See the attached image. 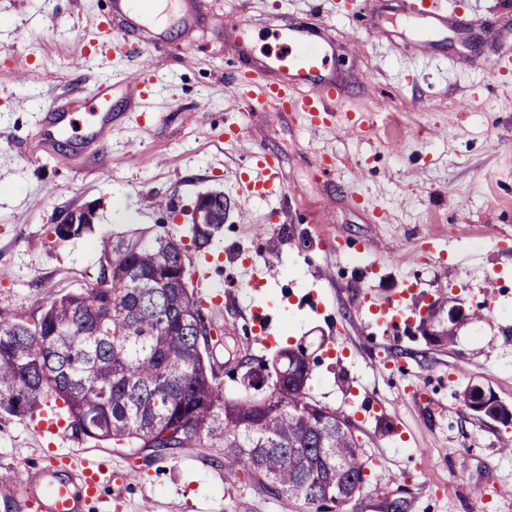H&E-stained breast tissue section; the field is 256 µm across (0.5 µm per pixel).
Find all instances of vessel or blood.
Returning a JSON list of instances; mask_svg holds the SVG:
<instances>
[{
	"label": "vessel or blood",
	"mask_w": 512,
	"mask_h": 512,
	"mask_svg": "<svg viewBox=\"0 0 512 512\" xmlns=\"http://www.w3.org/2000/svg\"><path fill=\"white\" fill-rule=\"evenodd\" d=\"M142 0H112V14L119 17L127 30L136 32L145 49H152L164 39L165 14L147 13ZM179 23L191 30L201 26L207 11L204 0H179ZM399 10L411 22L417 36L414 47L433 44L435 39L455 30L468 33L460 12H447L443 0H400ZM325 23L312 18L304 24H291L276 30V48L255 57L251 23L233 15L224 18V41L243 57H255V73L245 76L239 94L247 111L295 112L301 114L309 129L327 128L336 110L342 87L336 79V49L324 36ZM490 71L512 69V37L504 36L486 59ZM112 99L111 83H102L89 100L88 118L84 123H68L58 115L65 107L52 103L41 125L39 135L50 141L63 138L78 144L100 140L109 130L112 114L103 105ZM256 168L246 179L244 195L248 198L273 196L280 192L279 173L274 159L256 152ZM424 290H402L375 305L381 318L393 319L410 310L412 301L424 297ZM129 472L114 473L104 462L89 460L72 453L55 460L39 459L27 467L9 485L10 491L25 506L37 512H84L87 503L98 498L103 481L123 485L132 480Z\"/></svg>",
	"instance_id": "obj_1"
}]
</instances>
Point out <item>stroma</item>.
<instances>
[{"label":"stroma","instance_id":"35a3bbf8","mask_svg":"<svg viewBox=\"0 0 512 512\" xmlns=\"http://www.w3.org/2000/svg\"><path fill=\"white\" fill-rule=\"evenodd\" d=\"M192 34L179 28L153 50L157 84L141 111L118 83L129 66L101 28L110 0H0V310L39 317L53 299L94 283L97 240L167 224L187 230L199 194L220 191L222 233L190 262L207 266L203 295L210 361L226 397L242 394L233 371L303 346L314 360L308 392L351 426L366 483L342 512H512V423L478 415L462 394L477 383L512 407V74L485 69L488 45L512 0H461L482 21L422 51L393 39L404 19L380 0H208ZM327 16L341 49L344 96L333 123L305 128L290 112H245L234 80L245 65L224 43V16L271 31ZM25 69L16 78L15 69ZM112 89V128L77 152L45 144L38 123L52 101L84 112L92 90ZM353 112L374 128L348 130ZM240 140L224 137L234 124ZM274 157L280 195L244 204L238 194L256 150ZM336 159L322 175L323 156ZM370 199L358 208L353 195ZM93 204L92 234L59 240L61 214ZM337 240L341 252L330 251ZM413 282L435 292L434 330L419 318L372 321L368 308ZM465 321L448 325V310ZM272 326L270 343L257 340ZM453 329L452 339L441 333ZM84 451L135 472L104 486L86 512H316L209 448L171 455L115 448L73 434H39L30 419L0 414V512H21L7 487L43 455Z\"/></svg>","mask_w":512,"mask_h":512}]
</instances>
